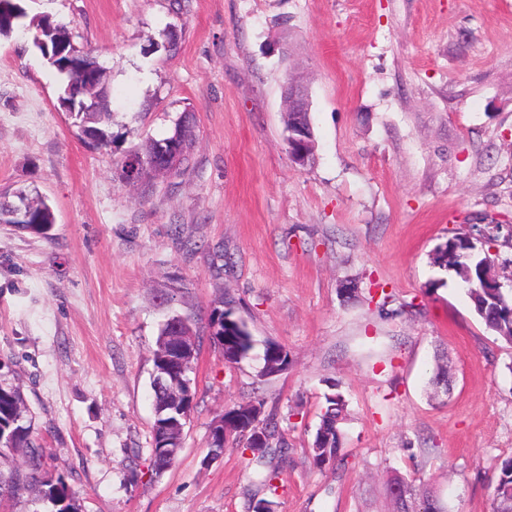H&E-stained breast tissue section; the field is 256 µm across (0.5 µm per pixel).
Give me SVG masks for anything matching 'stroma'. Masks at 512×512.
Wrapping results in <instances>:
<instances>
[{"mask_svg":"<svg viewBox=\"0 0 512 512\" xmlns=\"http://www.w3.org/2000/svg\"><path fill=\"white\" fill-rule=\"evenodd\" d=\"M0 35V191L51 205L47 236L0 223V384L20 386L44 469L82 512H249L238 448L209 467L212 420L263 401L289 443L277 512H392L386 481L447 512H493L512 456V345L454 272L453 233L497 224L512 285V0H22ZM61 24L106 66L112 143L81 140L27 31ZM304 79L315 161L289 155L284 95ZM193 113L189 166L145 191L117 164ZM178 291L166 301L168 288ZM386 289L397 314L373 299ZM230 296L261 349L228 365L201 338L175 465L150 467L153 352L165 314ZM449 375L435 384L438 366ZM342 459L309 448L329 383ZM262 359L264 363L260 373L264 370L269 374L285 371L290 364L289 353L285 346L271 340L265 341L263 345Z\"/></svg>","mask_w":512,"mask_h":512,"instance_id":"1","label":"stroma"}]
</instances>
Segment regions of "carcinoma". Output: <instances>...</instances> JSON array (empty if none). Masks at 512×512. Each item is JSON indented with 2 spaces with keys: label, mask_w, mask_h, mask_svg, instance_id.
Instances as JSON below:
<instances>
[{
  "label": "carcinoma",
  "mask_w": 512,
  "mask_h": 512,
  "mask_svg": "<svg viewBox=\"0 0 512 512\" xmlns=\"http://www.w3.org/2000/svg\"><path fill=\"white\" fill-rule=\"evenodd\" d=\"M24 16L23 9L12 3L6 9L0 8V35L14 32L17 21ZM35 38L41 41L37 49L48 60L51 67L62 77L61 88L63 100L70 103L73 126L78 128L81 138L97 149H105L112 143V108L108 88L102 85V72L90 71L75 85H90L94 96L86 92L67 93L72 75L89 67L88 60L82 55L71 40L50 19L43 18L36 24ZM173 141L178 145L177 157L169 168V173L176 174L189 165L195 143L193 115L183 114L181 121L175 125L170 136L151 140L142 147L128 154L120 163L121 177L129 181L128 168L136 161L141 166L140 185L151 188L156 179L150 167L153 157L157 156L160 145ZM24 202L30 215L23 230L44 234L54 224L51 206L39 196H30L23 191L14 194ZM11 194H0V218L6 219L14 206L9 200ZM460 243L456 250L437 249L434 264L441 269L452 271L460 278L475 303L476 311L486 327L512 344V288L505 289L501 283L491 284L487 280L490 265L488 258L481 255L476 244L465 236H453ZM182 328L198 336L205 334L210 341L221 348L224 356L238 365L250 357L255 348V340L246 322L236 316L233 301L219 295L212 301V309L205 325H199L195 316L180 315ZM263 370L270 373L288 369L290 358L285 346L271 340L263 345ZM326 408L321 415L320 424L314 435L310 448L312 464L320 469L334 463L341 451V433L339 424L344 419L345 401L341 393L332 392L325 395ZM164 408L158 423L163 424L176 418L180 413L189 412L193 400H180L164 406V399L154 395V410ZM252 402H243L226 409V416L233 421L235 432L232 440L249 453L251 461L269 468L266 481L276 478L278 465L275 460L282 457L288 444L272 418L261 420L263 440L257 446L252 440L250 414ZM0 461L15 455L25 458L27 469L24 472L11 471L7 480L0 478V497L19 498L25 494L36 493L43 477V448L33 438L31 423L27 420L26 408L21 391L16 386L0 385ZM389 494L394 505V512H436L440 499L433 491L425 488L420 491L396 477L388 485ZM494 512H512V458L501 461L499 474L494 486Z\"/></svg>",
  "instance_id": "carcinoma-1"
}]
</instances>
